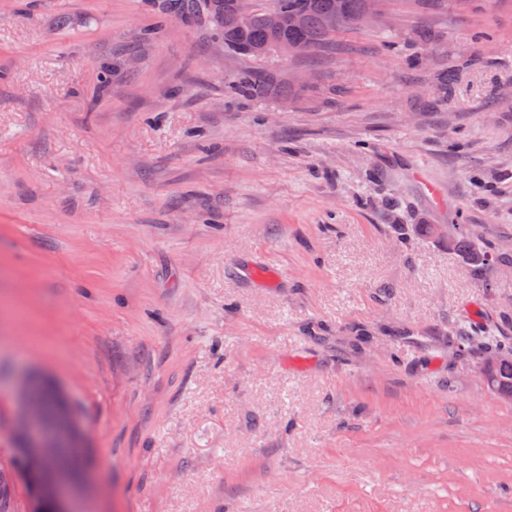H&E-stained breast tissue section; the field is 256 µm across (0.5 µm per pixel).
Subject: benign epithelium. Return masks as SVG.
<instances>
[{
	"mask_svg": "<svg viewBox=\"0 0 512 512\" xmlns=\"http://www.w3.org/2000/svg\"><path fill=\"white\" fill-rule=\"evenodd\" d=\"M36 391H50L57 399L53 412L36 410ZM20 441L19 470L32 489L29 512H72L70 494L89 471L75 467L86 454L85 431L53 385L31 379L21 390V418L14 427Z\"/></svg>",
	"mask_w": 512,
	"mask_h": 512,
	"instance_id": "1",
	"label": "benign epithelium"
}]
</instances>
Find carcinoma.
I'll return each mask as SVG.
<instances>
[{
    "mask_svg": "<svg viewBox=\"0 0 512 512\" xmlns=\"http://www.w3.org/2000/svg\"><path fill=\"white\" fill-rule=\"evenodd\" d=\"M369 0H260L247 18L240 17L234 0H209L207 12L224 49L248 60L256 56L248 51L256 46L270 45L290 49L298 43L309 47V54L326 51L336 38L361 25ZM281 17V25L273 29L269 14ZM336 18V29L328 30V17ZM236 93L253 99H264L276 89L273 79L261 71L244 68L230 79ZM469 342L491 348L497 358L485 363L483 376L487 385L502 397L512 398V348L508 349L483 339Z\"/></svg>",
    "mask_w": 512,
    "mask_h": 512,
    "instance_id": "obj_1",
    "label": "carcinoma"
}]
</instances>
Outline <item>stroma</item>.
I'll list each match as a JSON object with an SVG mask.
<instances>
[{
    "label": "stroma",
    "instance_id": "1",
    "mask_svg": "<svg viewBox=\"0 0 512 512\" xmlns=\"http://www.w3.org/2000/svg\"><path fill=\"white\" fill-rule=\"evenodd\" d=\"M174 2L0 0V467L45 376L75 512H512L466 342L512 343V0H390L261 100Z\"/></svg>",
    "mask_w": 512,
    "mask_h": 512
}]
</instances>
